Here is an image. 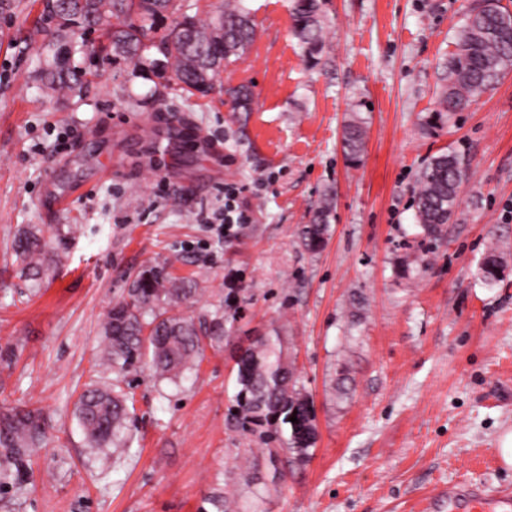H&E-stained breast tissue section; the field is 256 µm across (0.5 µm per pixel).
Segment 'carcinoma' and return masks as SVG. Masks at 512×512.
Segmentation results:
<instances>
[{"mask_svg": "<svg viewBox=\"0 0 512 512\" xmlns=\"http://www.w3.org/2000/svg\"><path fill=\"white\" fill-rule=\"evenodd\" d=\"M293 32L309 55L321 49L323 14L320 0H292ZM171 23L159 42L148 41L150 33L166 20ZM35 30L44 35L37 46L45 58L40 79L53 92L80 93L87 73L76 55L108 51L134 67L152 73L170 74L191 94H209L214 79L224 66L241 60L252 45L256 25L241 0H227L224 12L202 22L181 12L177 0H42ZM156 48L160 57L147 59ZM512 71V11L500 0L469 13L457 38V51L448 61V89L439 101L432 121L468 107L475 98ZM232 110L248 112L253 93L240 85L226 90ZM364 130L351 118L344 126L343 149L356 161L364 149ZM465 172L450 153L435 157L420 172L416 192V220L428 234L436 236L455 213L458 191ZM330 204H320L308 224L299 231L300 246L319 253L329 231ZM18 273L38 281L44 273L41 257L46 243L41 230L18 231L14 240ZM501 257L486 249L478 264L477 277L487 285L502 280ZM197 292L191 280L175 279L156 266L138 273L127 298L109 310L104 326L101 361L112 368V386L92 385L79 395L75 411L90 447L110 450L120 456L128 451L130 427L127 394L122 375L140 364L172 382L197 372L206 346L224 343V318L216 315L209 323L195 321L177 312ZM237 392L229 420L245 433H259L267 445L269 460L281 451L303 463L316 446L318 435L305 432L314 420L313 403L302 392L288 356L281 331L274 327L256 337L237 357ZM297 417V422L290 421ZM46 423L41 412L15 408L0 413V478L20 482L29 473L34 451L44 444ZM212 510L240 512L227 496L204 498Z\"/></svg>", "mask_w": 512, "mask_h": 512, "instance_id": "1", "label": "carcinoma"}]
</instances>
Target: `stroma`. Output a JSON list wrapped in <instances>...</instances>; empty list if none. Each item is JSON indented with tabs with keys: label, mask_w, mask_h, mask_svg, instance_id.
<instances>
[{
	"label": "stroma",
	"mask_w": 512,
	"mask_h": 512,
	"mask_svg": "<svg viewBox=\"0 0 512 512\" xmlns=\"http://www.w3.org/2000/svg\"><path fill=\"white\" fill-rule=\"evenodd\" d=\"M483 0H323L322 46L308 60L290 0H242L256 24L247 56L193 96L125 62L82 58L87 90L45 91L28 36L40 0L0 13V411L41 410L48 441L0 512H199L231 495L250 512H463L453 487L512 490L498 453L512 432V74L438 127L448 59ZM251 85V111L224 88ZM365 129L358 165L349 118ZM454 153L465 178L438 236L415 219L421 169ZM250 221L218 237L201 221L224 186ZM331 197L324 249L298 232ZM42 229L49 270L16 274L18 228ZM501 282L476 276L489 245ZM201 282L189 314L239 307L197 374L123 379L130 450L88 448L79 394L111 382L102 327L145 267ZM282 328L314 403L318 441L242 476L249 449L228 423L234 353ZM10 360H3V353ZM345 371L346 392L334 389ZM364 130L359 121L351 118L344 126L343 149L350 161H356L364 149Z\"/></svg>",
	"instance_id": "stroma-1"
}]
</instances>
